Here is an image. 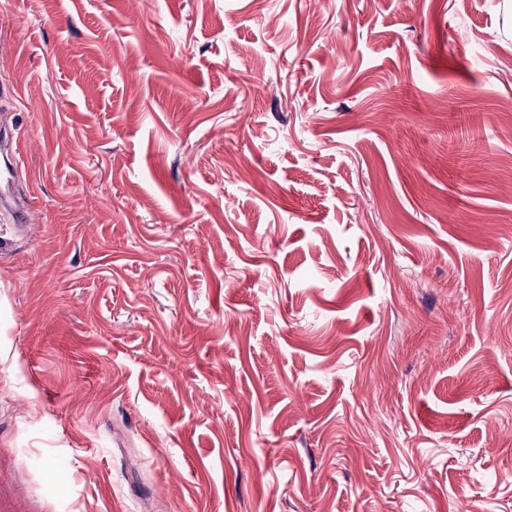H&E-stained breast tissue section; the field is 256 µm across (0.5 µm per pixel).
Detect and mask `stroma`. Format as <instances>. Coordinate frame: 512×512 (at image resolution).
Instances as JSON below:
<instances>
[{"mask_svg":"<svg viewBox=\"0 0 512 512\" xmlns=\"http://www.w3.org/2000/svg\"><path fill=\"white\" fill-rule=\"evenodd\" d=\"M0 512H512V0H0ZM17 149L14 133L11 139L7 133L4 139L0 137V210L1 213H8L16 226H20L26 221L30 210L31 192L28 191V199L23 203L16 198L14 173L21 165V154Z\"/></svg>","mask_w":512,"mask_h":512,"instance_id":"1","label":"stroma"}]
</instances>
